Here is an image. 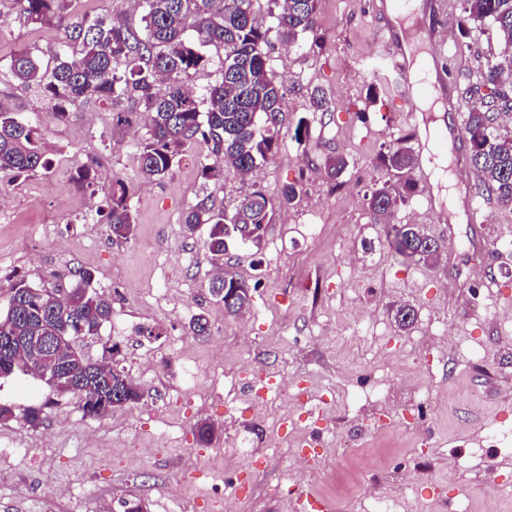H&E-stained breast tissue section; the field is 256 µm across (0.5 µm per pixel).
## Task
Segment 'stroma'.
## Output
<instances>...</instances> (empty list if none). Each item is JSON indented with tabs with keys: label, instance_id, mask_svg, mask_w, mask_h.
<instances>
[{
	"label": "stroma",
	"instance_id": "obj_1",
	"mask_svg": "<svg viewBox=\"0 0 512 512\" xmlns=\"http://www.w3.org/2000/svg\"><path fill=\"white\" fill-rule=\"evenodd\" d=\"M374 2L319 0L313 31L291 47L271 41L267 63L284 86L288 120L253 181L221 165L203 177V151L195 145L165 178L146 180L138 166L141 107L90 101L57 121L36 96L0 75V106L39 129L52 159L49 170L0 191L14 206L9 219H0V265L48 288L72 281L77 269L95 272L94 287L109 299L112 314L99 336L82 343L91 360L113 345L129 369L167 352L170 337L183 336L198 370L197 386L185 384L178 357L169 354L163 375L144 386L139 403L94 418L76 398L33 376L1 378L0 400L19 412L46 404L47 418L36 430L19 421L0 426V435L31 449L24 458L0 459V512H38L53 487L72 490L60 498L58 512H76L79 497L88 498L93 512H122V502L135 499L149 512H213V485L240 474L252 484L244 512H294L292 502L270 495V486L292 475L287 468L304 443L328 448L341 438L391 448L388 473L370 490L397 495L401 477H410L417 484L412 512H484L492 484L512 486V451L477 446L489 422L512 419V208L478 195L476 220L449 211L436 162L422 152L411 172L417 187L391 222L419 225L445 249L438 263L424 265L399 262L386 247V226L366 205L383 179L373 162L396 139L423 135L409 118L416 98L391 89L369 95L372 83L396 81L380 40L394 23L376 13ZM421 2L420 26L439 33L424 48L441 84L453 87L461 112L484 107L483 69L499 62L503 44L487 27L463 23L460 0H444L441 13L435 0ZM67 11L141 25L136 0H68ZM0 17L4 61L24 49L44 50L62 35L56 24L27 23L13 0H0ZM316 87L328 111L311 105ZM300 121L308 133L298 140ZM335 156L348 162L337 182L327 175V160ZM115 176L129 187L137 221L125 242L113 241L101 217ZM352 184L357 194H345ZM288 185L296 186V198L276 208L259 241L228 242L223 268L254 290L249 321L225 315L209 292L218 269L202 246L204 234L189 233L183 215L204 198L230 215L253 191L275 198ZM310 224L322 225L321 237L308 236ZM400 304L415 308L416 326H397L393 309ZM201 312L209 335H187ZM428 320L447 326V341L430 352H405L418 324ZM465 346L482 354V365H466ZM409 366L435 383L432 401H408L402 383L383 410L359 402V394ZM247 367L287 381L288 398L228 416L224 404L237 397ZM475 387L485 398L471 406L467 396ZM203 420L219 431L208 447L197 444L193 431ZM235 438L268 465L247 468L224 454ZM137 443L150 450L130 470L125 461ZM292 476L320 497L319 477L302 469ZM463 486L473 491L471 501L459 498Z\"/></svg>",
	"mask_w": 512,
	"mask_h": 512
}]
</instances>
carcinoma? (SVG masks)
<instances>
[{
    "instance_id": "obj_1",
    "label": "carcinoma",
    "mask_w": 512,
    "mask_h": 512,
    "mask_svg": "<svg viewBox=\"0 0 512 512\" xmlns=\"http://www.w3.org/2000/svg\"><path fill=\"white\" fill-rule=\"evenodd\" d=\"M27 22L52 21L62 37L39 54L22 51L3 64L18 84L42 100L55 120H62L76 105L89 100L116 105L127 100L145 108V135L139 140V165L147 179H161L179 161L184 147L200 144L206 149L201 171L205 176L222 163L250 173L272 155L287 119L281 82L267 66L269 30L252 18V0H142L143 28L136 30L108 17L71 16L67 0H13ZM277 9L276 36L285 46L313 30L319 0H269ZM463 23L489 25L507 48H512V0H463ZM224 51L217 78L195 95L184 86L190 72L207 69L211 59L202 47ZM484 83L492 86V105L468 113L465 135L469 163L479 175L477 193L512 205V128L495 121V115L512 112V101L503 92L512 90V60L486 70ZM404 136L380 153L373 165L389 179L374 189L369 209L381 216L415 190L407 179L416 164L415 152ZM52 161L41 134L16 113L0 108V174L13 178L50 169ZM294 185L284 187L277 200L262 191L245 196L230 220L205 199L189 207L184 224L190 233L206 227L203 248L211 262L224 264L227 240L256 242L270 222L274 206L296 197ZM115 241L134 236L136 220L128 189L119 179L105 214ZM387 241L405 263L433 264L444 245L413 224L391 225ZM95 274L76 271V281L61 295L58 307L43 305L45 287L25 279L11 282L3 293L5 311L0 313V338L12 336L15 348L9 372L36 375L27 337L48 332L66 337L69 353L63 362V379L53 390L77 398L84 415L101 417L138 402L143 393L123 367L110 357L93 362L78 341L100 335L109 321L111 304L93 288ZM212 296L224 302V314L237 316L251 304V287L231 274L215 277L209 284ZM403 330L413 326L415 309L407 304L394 310ZM45 418L42 405L18 415L0 402V422L21 420L32 429ZM198 444L208 446L215 437L212 423L196 425Z\"/></svg>"
}]
</instances>
